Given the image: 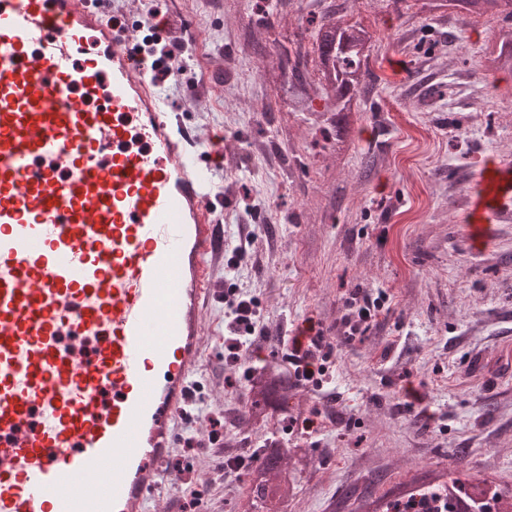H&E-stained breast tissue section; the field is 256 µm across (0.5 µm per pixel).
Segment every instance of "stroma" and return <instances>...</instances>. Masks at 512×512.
Masks as SVG:
<instances>
[{
    "instance_id": "35a3bbf8",
    "label": "stroma",
    "mask_w": 512,
    "mask_h": 512,
    "mask_svg": "<svg viewBox=\"0 0 512 512\" xmlns=\"http://www.w3.org/2000/svg\"><path fill=\"white\" fill-rule=\"evenodd\" d=\"M113 3L135 25L158 10L192 27L164 88L224 199L217 293L169 458L182 481L165 486L148 512H244V469L272 432L310 460L284 512H377L426 472L452 480L448 464L459 454L471 473L512 490V205L487 239L469 236L480 173L512 165V71L485 60L505 19L430 12L424 0ZM329 12L373 34V90L339 154L322 120L277 102L239 23L274 22L271 64L294 36L312 49ZM212 68L223 82L188 96ZM218 132L224 157L215 165ZM245 231L255 238L242 252ZM230 288L260 313L254 343L233 356L224 342ZM367 293L378 305L351 332L347 321ZM308 329L324 338L321 374L296 382L286 414L265 427L248 423L249 375L283 359L284 338ZM218 416L223 425L212 426ZM190 435L191 449L182 443ZM228 455L242 468L225 469ZM207 477L209 492L194 504Z\"/></svg>"
}]
</instances>
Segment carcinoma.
Wrapping results in <instances>:
<instances>
[{
	"instance_id": "carcinoma-1",
	"label": "carcinoma",
	"mask_w": 512,
	"mask_h": 512,
	"mask_svg": "<svg viewBox=\"0 0 512 512\" xmlns=\"http://www.w3.org/2000/svg\"><path fill=\"white\" fill-rule=\"evenodd\" d=\"M467 15L504 14L512 18V0H455ZM342 19L334 14L322 16L316 32L314 53L310 58L301 47H281L271 72L283 93L282 101L291 112L314 113L313 102L324 101V113L329 115L326 129L333 147L340 152L349 143L353 105L360 98L364 67L368 55L335 49L350 41L371 40L363 28L349 33L339 27ZM317 68L318 80L307 79L309 62ZM492 69L512 70V28L498 32L495 45L486 57ZM292 382L278 365L269 364L248 381L246 418L262 426L278 414L288 411V389ZM308 464L301 448H287L269 437L258 450L256 463L245 472L248 499L245 512H283L293 495L298 467Z\"/></svg>"
}]
</instances>
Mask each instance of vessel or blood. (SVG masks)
I'll use <instances>...</instances> for the list:
<instances>
[{
	"label": "vessel or blood",
	"mask_w": 512,
	"mask_h": 512,
	"mask_svg": "<svg viewBox=\"0 0 512 512\" xmlns=\"http://www.w3.org/2000/svg\"><path fill=\"white\" fill-rule=\"evenodd\" d=\"M108 0H0V512H148L223 200ZM512 168L471 198L495 212Z\"/></svg>",
	"instance_id": "1"
}]
</instances>
